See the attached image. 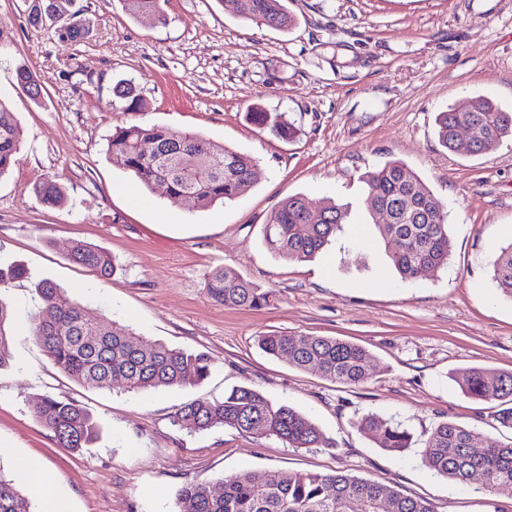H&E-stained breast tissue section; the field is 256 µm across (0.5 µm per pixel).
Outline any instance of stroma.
<instances>
[{
	"instance_id": "obj_1",
	"label": "stroma",
	"mask_w": 512,
	"mask_h": 512,
	"mask_svg": "<svg viewBox=\"0 0 512 512\" xmlns=\"http://www.w3.org/2000/svg\"><path fill=\"white\" fill-rule=\"evenodd\" d=\"M87 39L62 42L27 21L23 0H0V99L14 112L21 151L0 176V263L31 278L1 293L13 310L12 360L0 370V472L13 454L52 472L46 492L72 512H173L183 487L226 475L342 471L430 501L435 512H512V487L485 491L427 469L420 439L450 420L512 440L496 405L457 383L479 366L512 373V299L491 279V259L512 242V141L465 155L443 148L437 113L486 96L512 108V0H285L287 31L242 19L235 0H162L165 21L131 17L122 0H77ZM36 73L31 97L16 70ZM135 85L143 111L113 107L112 88ZM285 114L298 134L282 140L247 119L252 106ZM163 125L195 132L254 158L257 181L208 208L171 203L112 160L115 128ZM407 164L448 210L447 269L401 281L362 205L363 173ZM58 177L64 204L36 200L34 185ZM311 206L349 205L336 244L311 261L274 258L263 227L288 196ZM83 241L117 267L102 277L72 264ZM235 270L274 300L260 309L213 303L204 282ZM78 299L89 318L129 326L141 338L207 353L195 386L90 389L66 377L35 341L36 281ZM267 333L332 336L363 346L371 376L331 382L264 354ZM261 391L309 416L327 442L291 448L274 437L215 427L190 432L176 412L234 387ZM44 396L73 398L101 426L96 443L61 447L36 417ZM401 422L417 444L392 453L357 430L361 415Z\"/></svg>"
}]
</instances>
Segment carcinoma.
Here are the masks:
<instances>
[{
    "instance_id": "obj_1",
    "label": "carcinoma",
    "mask_w": 512,
    "mask_h": 512,
    "mask_svg": "<svg viewBox=\"0 0 512 512\" xmlns=\"http://www.w3.org/2000/svg\"><path fill=\"white\" fill-rule=\"evenodd\" d=\"M28 22L54 32L62 42H80L89 29L73 9L76 0H24ZM130 15L150 14L165 21L161 0H123ZM239 15L249 21L284 31L292 24L283 0H238ZM18 83L37 97V77L27 68L16 71ZM114 97L125 102L124 111L143 109V100L129 83L117 84ZM261 129L288 139L296 128L286 120L269 121L268 113L250 112ZM439 142L458 151L456 130L460 126L480 128V138L467 150L470 155L489 153L512 139V111L491 99L476 97L461 110L450 107L436 116ZM21 141L14 113L0 100V176L16 162ZM109 153L145 187L164 180L170 202L191 194L200 208L236 199L252 185L258 164L242 154L202 135L165 126L132 125L115 129L109 138ZM363 204L374 215L385 211L388 220L376 224L388 257L401 279L410 280L420 269L437 272L448 268L451 241L447 212L440 198L406 164L385 162L366 172ZM36 193L40 201L54 206L65 199L63 187L53 176L43 181ZM309 202L290 196L271 214L263 238L276 258L292 262L313 259L336 239L348 223L349 206L332 198L322 201L318 211L307 212ZM69 260L107 277L114 272L109 255L100 248L75 242ZM492 281L512 298V242L501 247L491 261ZM29 278L21 264L0 267V289ZM41 306L34 317L33 336L52 363L77 383L93 389L112 388L113 377L122 376L123 388L141 391L165 387L193 386L210 374L211 362L204 352L172 348L163 342L134 336L132 329L109 321H88L85 309L57 284L49 280L34 283ZM208 298L228 308L258 309L267 305L272 293L242 279L233 269L213 270L205 282ZM12 311L0 297V369L12 360ZM267 354L288 361L301 370L315 369L332 381L359 385L370 376L368 351L345 340L328 336L268 334L258 338ZM463 391L476 400L497 401L495 420L512 429V373H496L474 367L459 381ZM34 412L56 441L76 452L92 445L99 425L77 400L45 396ZM178 425L204 431L224 426L240 433L273 436L291 448H315L326 443L319 427L306 415L288 405H277L260 391L238 387L221 400L197 399L180 408ZM357 428L390 452L413 446L412 434L401 423L376 414L362 416ZM478 434L452 421L435 426L423 440L422 462L430 470L457 483L474 476L491 492L512 486V440L486 438L483 448H473ZM176 512H434L430 504L399 490L336 471L311 474L274 471L262 479L242 472L221 479L219 491L208 483L184 487L176 497ZM0 512H31V502L19 484L0 473Z\"/></svg>"
}]
</instances>
